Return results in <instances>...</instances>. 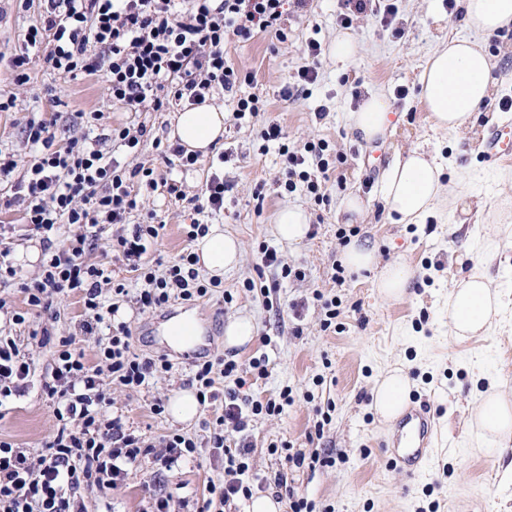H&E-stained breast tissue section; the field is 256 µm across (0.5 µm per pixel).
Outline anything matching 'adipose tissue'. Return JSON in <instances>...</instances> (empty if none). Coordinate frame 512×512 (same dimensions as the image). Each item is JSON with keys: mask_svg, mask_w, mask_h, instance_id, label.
<instances>
[{"mask_svg": "<svg viewBox=\"0 0 512 512\" xmlns=\"http://www.w3.org/2000/svg\"><path fill=\"white\" fill-rule=\"evenodd\" d=\"M463 23L471 30L493 32L512 25V0H465ZM490 61L475 42L452 38L429 55L422 73L421 97L435 128L461 130L490 94ZM391 105L382 95L371 94L358 111L350 113L352 131L365 141L383 135L393 122ZM224 112L201 104L178 113L169 137L188 150L208 153L224 136ZM442 165L419 149L398 153L386 169L381 197L389 212L402 223H421L444 196ZM198 268L211 278H223L241 262L242 246L213 224L197 240ZM500 312L499 291L493 281L473 274L456 282L448 294V320L452 336L465 338L485 332ZM409 392L401 370L389 372L379 383L374 408L383 419L394 418ZM473 419L483 434L493 437L499 451L512 446V402L498 392L484 394Z\"/></svg>", "mask_w": 512, "mask_h": 512, "instance_id": "adipose-tissue-1", "label": "adipose tissue"}]
</instances>
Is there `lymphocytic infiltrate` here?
<instances>
[{
  "mask_svg": "<svg viewBox=\"0 0 512 512\" xmlns=\"http://www.w3.org/2000/svg\"><path fill=\"white\" fill-rule=\"evenodd\" d=\"M286 0H43L39 26L26 41L41 53L48 68L61 77L103 74L112 102L127 112H160L183 102L199 105L216 91H233L251 82V75L234 69L226 46L246 43L258 34L285 41L282 28ZM337 21L350 28L363 14L380 16L395 37L404 31L393 21L395 0H343ZM27 139L36 155L13 189L26 203L25 220L40 239L43 260L33 278L18 281L8 260L13 243L8 225H0V284L18 282L24 310L9 309L0 299V317L26 327L36 348L52 351L51 372L42 390L53 404L56 424L39 449L0 439V512H86L85 488L117 486L130 467L154 455L162 469L196 453L197 443L177 431L152 443L127 429L121 416L111 415L112 386L137 391L153 386L171 368L165 356L147 357L134 351L130 324L119 323L101 332L100 326L121 304L134 302L140 312L154 313L170 301H197L219 287V280L200 279L194 252L186 250L163 268L143 263L142 257L158 239L157 224H136L129 233L111 239L112 251L128 262L139 285L129 292L114 280L108 263L89 261L94 240L110 226L125 223L138 207L134 184L156 186L149 168L121 166L107 157L98 141L73 139L58 147L52 125L29 120ZM326 140L309 141L300 151H286L282 183L285 190L305 188L323 201L321 175L334 163ZM67 229L65 247L56 235ZM80 295L84 318L79 336L55 332L59 301ZM93 341L95 363H88L77 337ZM267 374L265 358L241 363L221 356L197 362L191 379L201 403L223 401L211 446L224 459V479L209 485V500L196 512H209L213 502L233 506L253 490L244 475L249 469L246 442L237 433L252 417L276 416L290 401L243 397L247 376ZM31 361L16 340L0 335V408L24 397L29 390ZM233 381L218 393L217 378Z\"/></svg>",
  "mask_w": 512,
  "mask_h": 512,
  "instance_id": "obj_1",
  "label": "lymphocytic infiltrate"
}]
</instances>
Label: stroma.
Masks as SVG:
<instances>
[{"mask_svg": "<svg viewBox=\"0 0 512 512\" xmlns=\"http://www.w3.org/2000/svg\"><path fill=\"white\" fill-rule=\"evenodd\" d=\"M397 5L396 23L405 30L400 40L372 15L343 30L336 23L342 0H309L305 8L289 7L285 42L259 35L243 45H227L235 67L254 76L252 83L239 87L237 97L254 93L269 107L238 124L231 116L237 97L215 93L212 105L226 113L224 139L185 169L163 159L175 110L135 114L113 109L108 87L97 76L63 78L38 60L29 64L27 82L18 83L11 60L25 53V34L39 25L41 2L0 0V90L17 97L16 109L0 112V150L12 153L19 169H26L32 152L25 127L33 117L53 121L61 146L72 138L98 136L113 124L145 123L149 134L136 153L117 148L114 156L132 166L153 168L156 178L180 182L186 194L178 202L165 187L140 188L141 206L132 213L131 223L145 224L154 217L165 225L145 261H167L182 252L187 246L183 227L195 219L223 225L225 232L240 239L242 262L225 275L220 293L196 302L173 301L166 312L173 317L195 313L214 354L241 362L267 357V376L248 379L243 395L266 400L278 397L283 389L291 391L292 401L280 415L254 417L247 430V477L255 493L276 494V478L284 474L318 512H512V472L507 469L512 449L502 459L481 450L478 429L468 420L491 386L512 397V163L489 168L479 159L487 128L512 122V112L499 108L501 98L512 97V80L501 77L502 72H512V26L495 38L465 27L443 0H398ZM346 32L356 43L357 57L342 70L330 49ZM311 38L322 48L318 79L309 97L282 100V89L296 82ZM448 38L476 41L492 63L490 95L466 129L458 132L436 129L420 100L422 67L440 40ZM400 88L407 91L401 99L396 96ZM377 91L388 97L395 127L366 142L352 135L347 115ZM319 110L324 113L320 120L315 117ZM97 112L102 115L98 121L93 118ZM269 121L281 125L290 148L323 138L332 153L342 155L336 176L322 186L326 202H315L301 190L288 193L278 188L283 158L277 145H263L257 137ZM415 146L437 154L448 194L423 222L401 224L388 213L378 183L395 152ZM214 173L233 189L224 196L223 210L196 213L187 199L199 193ZM260 185L266 194L261 202L254 196ZM352 192L367 205L357 222L356 240L376 247L377 267L339 286L331 279L343 253L336 232L345 218L338 205ZM466 203L482 204V213L462 216ZM288 205L301 206L309 216V232L295 245L280 242L275 233V215ZM262 242L275 246L305 273L301 280L278 281L269 302L243 286L257 275ZM398 259L412 266L416 276L404 299L388 301L373 282L379 267ZM474 272L496 281L502 311L486 335L459 340L449 334L448 292L455 281ZM316 290L341 300L342 332L322 330L323 312L312 301ZM226 291L233 294V303H225ZM297 302L302 305L298 312L292 309ZM120 310L132 327L136 352L158 354L162 327L154 315L139 314L130 303ZM239 314L253 317L257 339L245 347H226L224 328ZM11 334L22 352L30 354L33 374L28 393L0 419V437L36 448L55 426L53 408L41 388L52 353L31 348L22 328H13ZM168 358L173 368L153 388H114L113 410L127 428L152 440L176 429L189 433L199 444L197 453L166 472L153 457H143L117 487L83 491L88 512H145L158 495L203 500L208 485L223 479L224 461L209 447L223 401L200 407L198 417L184 424L169 414L151 412L155 399L170 400L189 387L190 355L172 351ZM393 368L403 370L411 394L426 401L437 423L433 448L422 470L411 476L388 464L385 443L390 424L374 409V390ZM324 410L332 421L321 439L309 441ZM281 441L308 454L330 453L335 463L313 470L289 468L283 456L269 450L270 443Z\"/></svg>", "mask_w": 512, "mask_h": 512, "instance_id": "stroma-1", "label": "stroma"}]
</instances>
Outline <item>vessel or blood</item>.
Instances as JSON below:
<instances>
[{"instance_id":"obj_1","label":"vessel or blood","mask_w":512,"mask_h":512,"mask_svg":"<svg viewBox=\"0 0 512 512\" xmlns=\"http://www.w3.org/2000/svg\"><path fill=\"white\" fill-rule=\"evenodd\" d=\"M482 158L490 167L512 160V125L504 123L488 129ZM392 426L386 444L390 462L405 474H415L430 453L436 429L428 406L422 403L405 407Z\"/></svg>"}]
</instances>
